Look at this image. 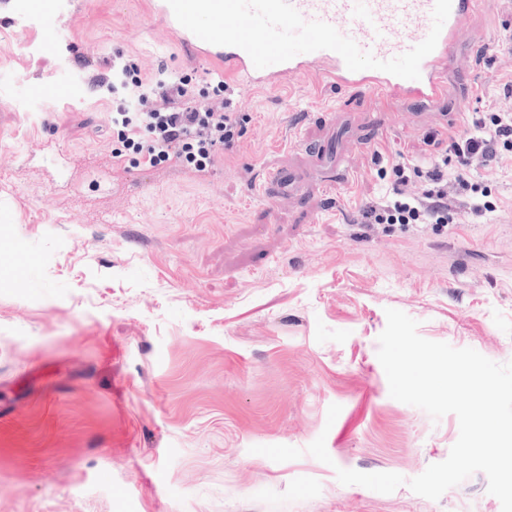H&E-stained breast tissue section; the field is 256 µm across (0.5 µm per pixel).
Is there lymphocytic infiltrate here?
<instances>
[{
	"label": "lymphocytic infiltrate",
	"mask_w": 512,
	"mask_h": 512,
	"mask_svg": "<svg viewBox=\"0 0 512 512\" xmlns=\"http://www.w3.org/2000/svg\"><path fill=\"white\" fill-rule=\"evenodd\" d=\"M120 75L131 92L134 107L117 113L113 123L124 147L143 155L149 164L176 159L205 172L237 135L240 120L224 109L223 80L195 91L186 75L148 83L133 64L123 66ZM510 146L511 112L474 113L467 129L448 142L449 153L459 160L458 170L449 171L443 162L426 169L396 164L397 188L367 203L359 213L360 223L445 224L461 201L473 214H482L483 203L471 197L476 189L471 165L476 162L490 166L499 149Z\"/></svg>",
	"instance_id": "obj_1"
}]
</instances>
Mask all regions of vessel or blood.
Listing matches in <instances>:
<instances>
[{
	"mask_svg": "<svg viewBox=\"0 0 512 512\" xmlns=\"http://www.w3.org/2000/svg\"><path fill=\"white\" fill-rule=\"evenodd\" d=\"M290 3L304 20H321L332 25L380 60L401 55L422 42L431 30L434 6V0H290ZM482 3L483 0H452L437 45L422 60L421 77L417 80L375 69L351 71L342 57L331 50L300 54L259 69L241 48L214 45L188 31L178 23L167 0H152L149 18L179 36L188 62H221L226 76L245 79L257 87L274 88L316 71L345 89L371 93L384 100L410 99L434 110L446 103L455 90L450 77L458 70L455 52L458 35ZM292 187L287 175L275 170L268 172L262 194L273 201L287 196Z\"/></svg>",
	"mask_w": 512,
	"mask_h": 512,
	"instance_id": "vessel-or-blood-1",
	"label": "vessel or blood"
}]
</instances>
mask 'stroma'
<instances>
[{
  "label": "stroma",
  "mask_w": 512,
  "mask_h": 512,
  "mask_svg": "<svg viewBox=\"0 0 512 512\" xmlns=\"http://www.w3.org/2000/svg\"><path fill=\"white\" fill-rule=\"evenodd\" d=\"M149 8L0 0V512H501L481 472L436 500L409 488L459 420L392 399L377 351L393 308L427 340L512 361V151L474 173L494 212L355 217L397 161L457 167L446 126L512 84V0L470 19L435 112L311 79L230 83L241 132L206 172L113 155L131 105L113 59L195 89L224 74L190 71ZM330 144L350 181L263 197L266 170ZM321 435L327 464L305 452ZM277 444L304 454L252 451ZM340 468L406 482L345 486Z\"/></svg>",
  "instance_id": "obj_1"
}]
</instances>
